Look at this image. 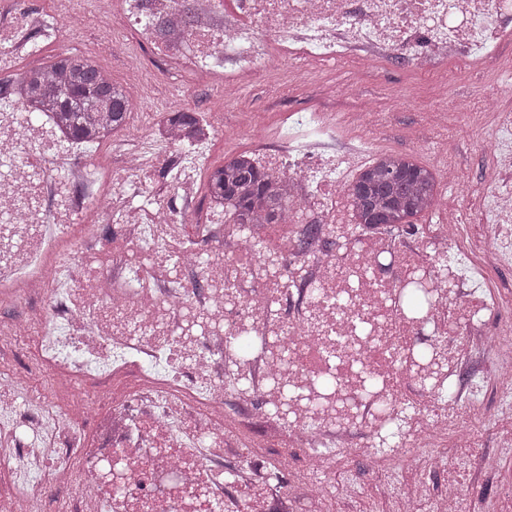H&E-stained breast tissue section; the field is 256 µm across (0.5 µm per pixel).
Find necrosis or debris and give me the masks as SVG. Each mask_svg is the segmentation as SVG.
I'll return each instance as SVG.
<instances>
[{
    "label": "necrosis or debris",
    "mask_w": 512,
    "mask_h": 512,
    "mask_svg": "<svg viewBox=\"0 0 512 512\" xmlns=\"http://www.w3.org/2000/svg\"><path fill=\"white\" fill-rule=\"evenodd\" d=\"M74 3L36 13L0 0V240L14 243L0 256V303L15 311L0 321V355L31 352L0 371L8 512H44L48 490L60 512H324L327 498L354 496L350 481H324L344 453L366 449L372 472L387 471L377 445L408 407L398 512L429 500L463 512L455 481L436 489L421 474L426 449L477 447L489 392L512 408V293L488 280L512 264V187L498 181L512 172V111L493 108L485 122L469 99L437 96L440 111L469 113L490 133L475 195L491 219L484 235L458 209L434 224L359 223L349 189L372 155L340 154L343 120L323 110L248 131L287 207L277 223L245 228L200 202L214 142L235 135L222 110L201 109L210 133L184 152L129 96L153 149L112 140L103 172L62 127H19L13 73L37 39L72 26L107 48L126 41L150 70L219 80L228 102L259 78L309 84L317 64L373 71L396 59L448 86L512 40V0ZM175 151L170 184L135 199L143 174ZM19 153L23 165L7 167ZM439 355L430 387L421 367ZM287 381L308 400L283 416L273 406Z\"/></svg>",
    "instance_id": "obj_1"
}]
</instances>
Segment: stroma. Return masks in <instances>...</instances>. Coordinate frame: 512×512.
I'll use <instances>...</instances> for the list:
<instances>
[{
    "instance_id": "obj_1",
    "label": "stroma",
    "mask_w": 512,
    "mask_h": 512,
    "mask_svg": "<svg viewBox=\"0 0 512 512\" xmlns=\"http://www.w3.org/2000/svg\"><path fill=\"white\" fill-rule=\"evenodd\" d=\"M60 53L92 57L111 74L114 81L127 88L136 86L142 89L158 109L174 98L180 99L183 107L192 110L207 102L223 106L224 122L230 127L246 124L273 129L287 118L290 110L309 107L339 114L371 112L379 115V124L362 127L350 122L343 128L345 134L366 140L373 150L409 154L415 150V137L423 136L431 140L447 137L448 159L458 167L460 181L448 193L438 197L436 211L422 218L426 224L437 220L439 208L456 206L469 209L465 188L479 181L491 165L490 158L478 155L477 136L462 113L436 112L430 108V100L439 92L440 74H413L396 61L385 62L377 71L369 73L353 74L346 69L328 71V78L336 82L352 77L360 83L362 94L355 99H325L306 87L286 82L277 87L254 82L245 87L235 102L226 105L222 102L219 88L204 91L193 87L188 71L173 72L163 79L138 73L128 53L119 48L109 53L102 51L87 31L66 30L59 41L44 46L31 64L39 66L48 57ZM448 94L452 97L468 96L478 106L512 107V94L497 86L483 71L469 73L461 82L449 87ZM479 447L482 453L497 458L495 473L480 472L461 460L451 467L434 469L430 474L431 482L440 486L448 479H455L465 496L491 501L496 512H512V494L504 492L505 485H512V451L499 448L496 432L492 429L481 434ZM336 476L354 481L358 496L350 505L337 498L329 499L327 512H394L396 473L374 475L361 449H353L343 458Z\"/></svg>"
}]
</instances>
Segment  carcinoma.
<instances>
[{
    "label": "carcinoma",
    "mask_w": 512,
    "mask_h": 512,
    "mask_svg": "<svg viewBox=\"0 0 512 512\" xmlns=\"http://www.w3.org/2000/svg\"><path fill=\"white\" fill-rule=\"evenodd\" d=\"M28 100L53 114L77 140L94 143L108 128H122L129 118L125 89L93 61L58 56L44 67L25 68L15 75ZM167 121L193 135L198 120L178 110ZM210 193L224 197L241 224L274 218L284 210L279 190L247 160L234 159L208 175ZM362 224H410L435 202L427 170L400 153H385L350 189Z\"/></svg>",
    "instance_id": "cac0c4a2"
}]
</instances>
